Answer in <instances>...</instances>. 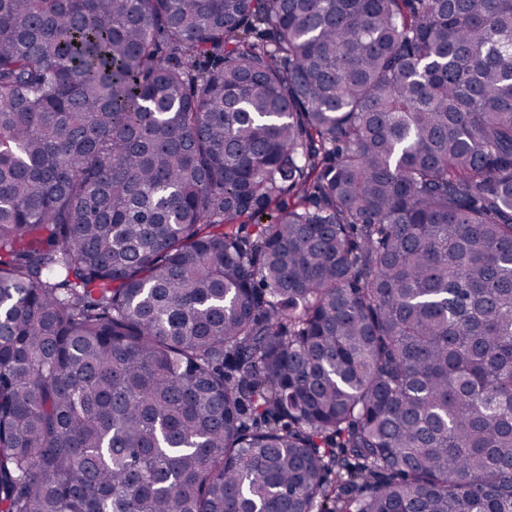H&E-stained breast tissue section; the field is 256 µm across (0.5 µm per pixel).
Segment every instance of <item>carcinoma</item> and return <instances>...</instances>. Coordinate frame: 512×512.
<instances>
[{"instance_id":"1","label":"carcinoma","mask_w":512,"mask_h":512,"mask_svg":"<svg viewBox=\"0 0 512 512\" xmlns=\"http://www.w3.org/2000/svg\"><path fill=\"white\" fill-rule=\"evenodd\" d=\"M0 512H512V0H0Z\"/></svg>"}]
</instances>
